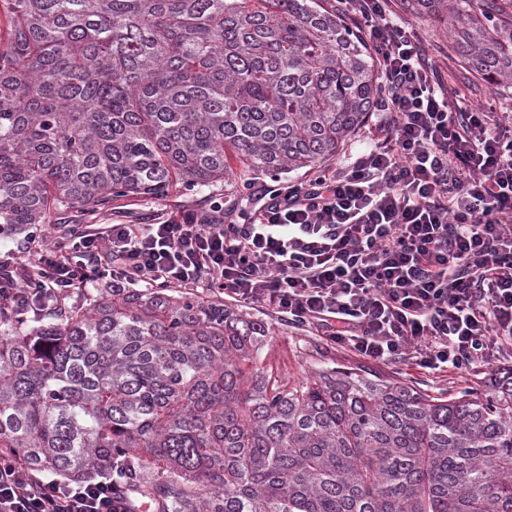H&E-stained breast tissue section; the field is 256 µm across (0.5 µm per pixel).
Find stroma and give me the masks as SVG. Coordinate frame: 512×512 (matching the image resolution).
<instances>
[{
	"mask_svg": "<svg viewBox=\"0 0 512 512\" xmlns=\"http://www.w3.org/2000/svg\"><path fill=\"white\" fill-rule=\"evenodd\" d=\"M391 8L414 32L418 33L429 54L448 79L449 84L458 88L467 103L473 107L494 106L497 111L512 113V88H491L475 73L466 69L460 57L448 43V37L435 20L416 14L407 0H391ZM244 193L234 186L216 183L195 190L172 189L166 196L117 198L107 204L97 217L101 224H150L162 213L179 209L201 210L212 203H223L225 208L239 206ZM83 215L76 209L61 210L52 214L47 224L37 229L33 243H25L24 233H17L0 239V256L15 250L21 261L31 264L38 257L40 248L53 245L59 232L67 224H84ZM248 312L271 323L275 329L268 337L257 362L258 367L290 378L301 379L319 368L324 359H331L340 365L368 368V361L356 357L348 351L325 344L320 336L305 326L290 324L287 317L273 313L259 304H251ZM391 373L407 382L430 392L445 396L456 394L464 388L479 384L491 373L490 368L481 367L471 374L461 376L454 372L435 375L421 373L410 363L390 365Z\"/></svg>",
	"mask_w": 512,
	"mask_h": 512,
	"instance_id": "1",
	"label": "stroma"
}]
</instances>
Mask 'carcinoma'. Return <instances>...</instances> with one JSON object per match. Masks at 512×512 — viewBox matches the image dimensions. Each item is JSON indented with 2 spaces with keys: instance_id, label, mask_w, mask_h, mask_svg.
Returning a JSON list of instances; mask_svg holds the SVG:
<instances>
[{
  "instance_id": "carcinoma-1",
  "label": "carcinoma",
  "mask_w": 512,
  "mask_h": 512,
  "mask_svg": "<svg viewBox=\"0 0 512 512\" xmlns=\"http://www.w3.org/2000/svg\"><path fill=\"white\" fill-rule=\"evenodd\" d=\"M512 86V0H408ZM379 85L318 0H0V237L63 208L312 170ZM239 170H234L230 159ZM273 327L169 286L0 312V448L157 512H512V367L433 395L393 376L257 368Z\"/></svg>"
}]
</instances>
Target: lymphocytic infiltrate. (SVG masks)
<instances>
[{"label": "lymphocytic infiltrate", "instance_id": "lymphocytic-infiltrate-1", "mask_svg": "<svg viewBox=\"0 0 512 512\" xmlns=\"http://www.w3.org/2000/svg\"><path fill=\"white\" fill-rule=\"evenodd\" d=\"M372 50L382 121L366 150L263 204L153 224L70 227L34 267L0 260V308L70 293L208 282L328 343L435 374L512 357V114L466 105L389 0H336ZM0 512H133L111 480L30 472L0 449Z\"/></svg>", "mask_w": 512, "mask_h": 512}]
</instances>
